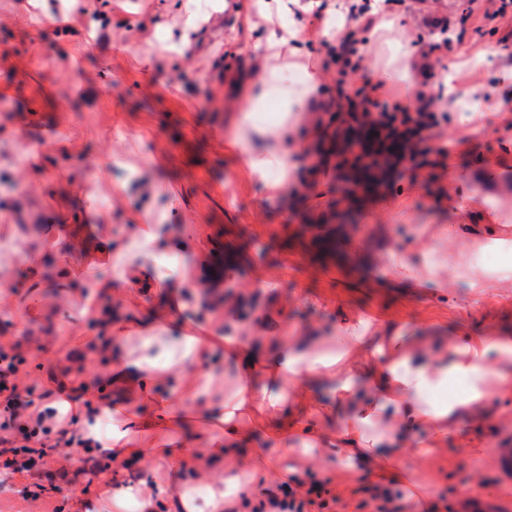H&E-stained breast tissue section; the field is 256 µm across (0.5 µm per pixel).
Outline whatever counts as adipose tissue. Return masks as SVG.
Wrapping results in <instances>:
<instances>
[{"instance_id":"obj_1","label":"adipose tissue","mask_w":512,"mask_h":512,"mask_svg":"<svg viewBox=\"0 0 512 512\" xmlns=\"http://www.w3.org/2000/svg\"><path fill=\"white\" fill-rule=\"evenodd\" d=\"M295 38L287 31L255 44L260 67L242 96L243 111H252L274 94L282 95L289 113L319 108L316 72L304 70V86L296 96H289L282 85V59L300 52ZM459 255L456 227L444 224L436 240H423L418 259L388 249L379 253L377 263L384 274L420 284L436 281ZM131 322L142 331L137 349H128L127 336L113 329L102 338L109 357L99 375L101 388L92 394V412H80L73 429L87 441L90 455L116 464L163 462L172 483L155 488L142 483L121 492L103 489L96 512H120L130 498L139 512H189L193 476L185 449L132 447L131 435L137 430L177 429L202 418L203 454L215 464L236 453L253 434L281 447L292 432L304 447L344 449L347 466L360 461L378 478L406 483L412 472L389 465L394 449L422 456L440 447L460 420L485 426L493 416L491 395L512 402V336H469L416 351L400 332L379 335L363 322L337 337L336 352L321 353L297 336H176L166 322L146 311L134 313ZM219 348L225 361L239 366L234 391L225 398L216 394L220 375L210 364ZM458 378L466 382L462 394L429 399V392L443 391ZM121 382L139 384L150 397L151 419L143 418L138 403L113 404L109 391ZM315 382L331 386L333 401L322 410L335 418V431L301 422ZM255 480L254 467L245 463L227 483H210L207 512H225L228 486L236 489L241 506H250Z\"/></svg>"}]
</instances>
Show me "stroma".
<instances>
[{"mask_svg": "<svg viewBox=\"0 0 512 512\" xmlns=\"http://www.w3.org/2000/svg\"><path fill=\"white\" fill-rule=\"evenodd\" d=\"M246 0H0V343L15 342L33 398L47 377L82 374L96 389L92 362L78 351L101 331L91 293L112 284V314L127 298L173 331L195 327L235 336L260 330L332 336L366 320L409 338L512 336V275L473 296L465 283L415 288L387 278L376 257L414 254L421 224H473L481 214L512 240V58L496 46L512 24L485 18L488 0H369L385 21L365 30L366 52L348 87L381 82L405 101L434 74H447L437 124L414 161L355 186L347 126L336 107L331 37L313 13L346 17L353 0H299L290 13H262ZM297 26L306 63L323 78L322 106L285 125L282 113L240 121L235 83L251 78L256 38ZM416 84L401 75L405 43L439 38ZM92 50H85V42ZM493 88L487 107L465 111L464 92ZM282 146L293 176L253 173V147ZM497 180L498 209L483 203L482 175ZM474 204L457 215L459 199ZM156 228L131 273L102 265V248L130 237L132 219ZM171 270L159 280L154 259ZM512 446V422L482 431L462 424L423 458L398 452L414 484L387 482L401 512H459L472 488L512 512V479L494 466L493 445ZM72 492L42 502L11 485L6 512H93L102 486L92 472ZM281 466L328 496L364 499L375 482L352 473L342 451L303 450L289 439Z\"/></svg>", "mask_w": 512, "mask_h": 512, "instance_id": "obj_1", "label": "stroma"}]
</instances>
